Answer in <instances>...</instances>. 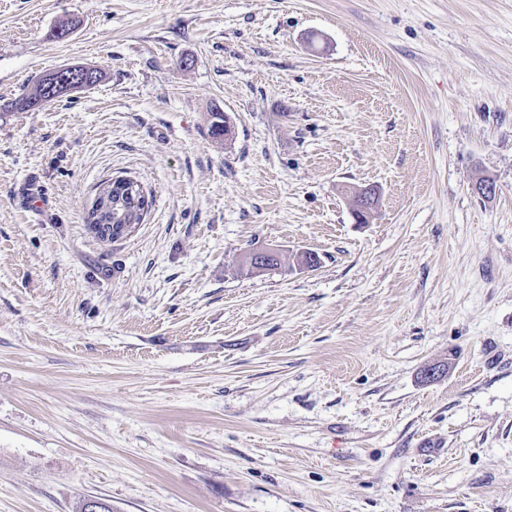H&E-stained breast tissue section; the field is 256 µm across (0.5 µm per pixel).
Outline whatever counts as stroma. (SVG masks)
Instances as JSON below:
<instances>
[{"mask_svg": "<svg viewBox=\"0 0 512 512\" xmlns=\"http://www.w3.org/2000/svg\"><path fill=\"white\" fill-rule=\"evenodd\" d=\"M94 497L512 512V0H0V512ZM45 84V81L39 77L26 93H23L5 106L6 111L33 112L39 109L40 107L36 106V104L42 95ZM106 181H102L95 187V195H97L98 203L87 205L85 210V223L90 225L104 224L110 228L104 243H111L112 225H121L115 231L118 238L123 239L131 236L137 224H142L145 215L149 211L151 202L141 183L137 180L128 182L124 181L122 186L117 183L116 187L112 186V191L104 186ZM272 263L273 265H271ZM280 264L281 252L276 248H265L246 253L242 266L247 268L249 271H253L277 268Z\"/></svg>", "mask_w": 512, "mask_h": 512, "instance_id": "35a3bbf8", "label": "stroma"}]
</instances>
